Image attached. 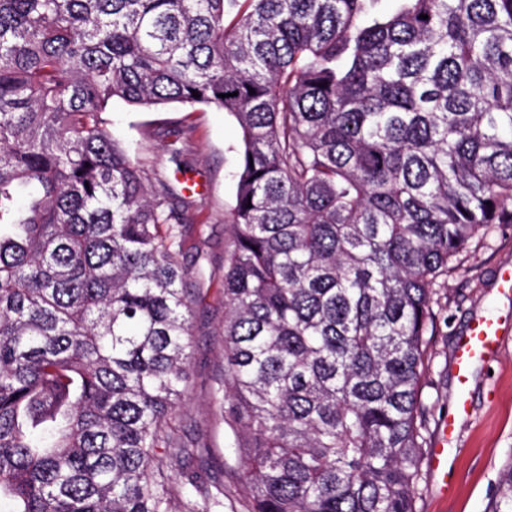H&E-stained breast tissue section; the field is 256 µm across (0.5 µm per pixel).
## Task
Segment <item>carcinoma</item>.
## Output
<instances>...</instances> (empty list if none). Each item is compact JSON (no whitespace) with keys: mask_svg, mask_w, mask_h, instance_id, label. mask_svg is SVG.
<instances>
[{"mask_svg":"<svg viewBox=\"0 0 512 512\" xmlns=\"http://www.w3.org/2000/svg\"><path fill=\"white\" fill-rule=\"evenodd\" d=\"M383 2L0 0L5 512H224V483L172 477L211 454L175 425L196 204L148 192L115 99L241 130L209 386L235 501L417 512L433 296L512 224V0Z\"/></svg>","mask_w":512,"mask_h":512,"instance_id":"carcinoma-1","label":"carcinoma"}]
</instances>
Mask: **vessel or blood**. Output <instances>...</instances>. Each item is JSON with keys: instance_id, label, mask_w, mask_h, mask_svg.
<instances>
[{"instance_id": "vessel-or-blood-1", "label": "vessel or blood", "mask_w": 512, "mask_h": 512, "mask_svg": "<svg viewBox=\"0 0 512 512\" xmlns=\"http://www.w3.org/2000/svg\"><path fill=\"white\" fill-rule=\"evenodd\" d=\"M498 350L499 339L496 321L484 317L473 319L455 354L459 393L453 409L439 433L442 444L432 448L428 457L430 469L441 473L444 485H452L454 479L453 474L449 473L446 466L447 450L445 445L455 439L459 419L468 417L470 414L471 400L468 382L471 367L475 362L493 358Z\"/></svg>"}]
</instances>
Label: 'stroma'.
I'll use <instances>...</instances> for the list:
<instances>
[{
  "label": "stroma",
  "mask_w": 512,
  "mask_h": 512,
  "mask_svg": "<svg viewBox=\"0 0 512 512\" xmlns=\"http://www.w3.org/2000/svg\"><path fill=\"white\" fill-rule=\"evenodd\" d=\"M106 117L113 136L144 169L169 177L176 194L192 190L199 207L185 241L194 259L190 283L195 296L191 315V377L188 402L177 425L183 438L207 444L210 478L236 485L241 470L227 448L223 424L215 416L209 395L212 378L224 369L221 330L224 324V246L230 231L224 216L234 201L233 172L241 147L236 120L226 112L198 105L141 110L113 102ZM192 126L184 148L191 164L183 176L173 174L165 151L169 133ZM512 265V224L498 225L490 236L475 235L460 257L458 269L441 289L430 338L427 384L422 401L428 409L430 436H437L457 394L455 351L472 318L498 316L502 347L493 359L478 364L469 387L472 416L462 421L448 447V466L456 476L451 489L432 471H425L417 502L419 512H488L501 470L512 460V300L497 285V271Z\"/></svg>",
  "instance_id": "1"
}]
</instances>
